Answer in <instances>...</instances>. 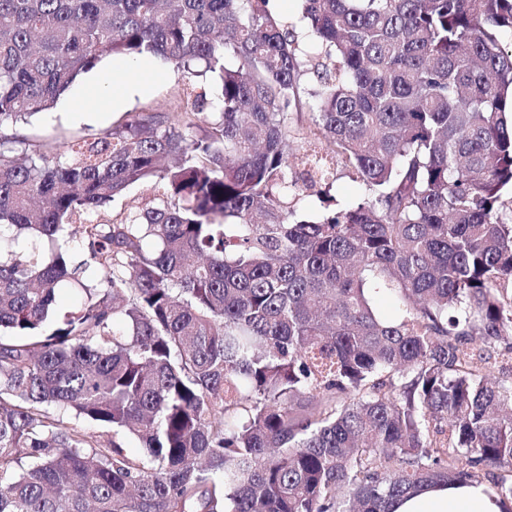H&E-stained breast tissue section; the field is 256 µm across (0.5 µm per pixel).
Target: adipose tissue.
I'll return each instance as SVG.
<instances>
[{"mask_svg": "<svg viewBox=\"0 0 512 512\" xmlns=\"http://www.w3.org/2000/svg\"><path fill=\"white\" fill-rule=\"evenodd\" d=\"M506 506L489 486L456 482L438 484L398 500L393 512H505Z\"/></svg>", "mask_w": 512, "mask_h": 512, "instance_id": "obj_1", "label": "adipose tissue"}]
</instances>
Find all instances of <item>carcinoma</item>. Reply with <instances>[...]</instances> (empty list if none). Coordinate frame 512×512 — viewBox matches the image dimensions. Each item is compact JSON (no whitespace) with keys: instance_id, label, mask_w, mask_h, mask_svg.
I'll use <instances>...</instances> for the list:
<instances>
[{"instance_id":"obj_1","label":"carcinoma","mask_w":512,"mask_h":512,"mask_svg":"<svg viewBox=\"0 0 512 512\" xmlns=\"http://www.w3.org/2000/svg\"><path fill=\"white\" fill-rule=\"evenodd\" d=\"M269 4L0 0V233L50 251L0 256V512H392L489 468L512 501V383L487 374L512 361V0H304L307 58ZM148 56L216 79L222 111L186 89L64 155L4 147ZM308 96L372 193L314 219L291 203L327 170L288 176ZM67 285L86 300L59 318ZM153 190L149 186H134L127 193L111 202L107 209L101 214L103 218H112L119 212L141 205L145 199L152 196Z\"/></svg>"}]
</instances>
